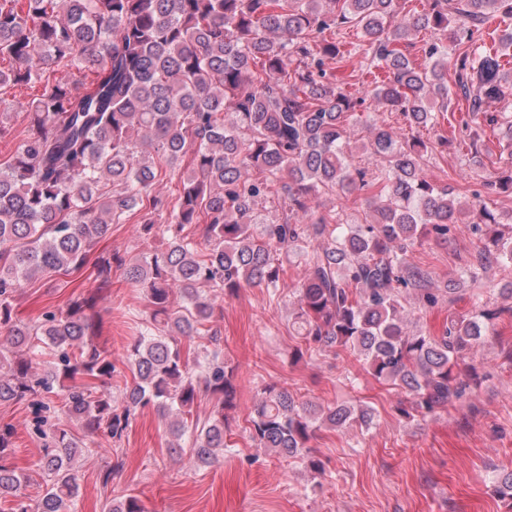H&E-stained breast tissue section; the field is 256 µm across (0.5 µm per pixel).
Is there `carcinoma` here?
I'll return each instance as SVG.
<instances>
[{
    "instance_id": "1",
    "label": "carcinoma",
    "mask_w": 512,
    "mask_h": 512,
    "mask_svg": "<svg viewBox=\"0 0 512 512\" xmlns=\"http://www.w3.org/2000/svg\"><path fill=\"white\" fill-rule=\"evenodd\" d=\"M399 0H0V88L41 85L26 105V133L0 160V403L31 400L33 428L43 440L45 483L39 512H73L79 497L73 461L85 449L65 428L122 439L145 407L160 413L178 441L191 440L199 466L224 455L225 421L236 407V368L220 355L221 332L209 326L218 300L245 288L277 291L284 257L305 266L288 330L291 358L343 347L379 381L411 396L405 417H426L460 398L477 373L459 363L512 309L476 307L452 319L441 336L408 327L406 295L420 311L453 302L457 288L432 285L430 272L403 262L429 234L446 239L462 223L453 189L427 179L423 157L435 145L414 130L448 111L451 88L469 97L477 83L487 99L512 93L503 74L512 62L496 49L478 52L474 34L512 17V0H426L399 17ZM361 30L369 88L351 92L328 72L344 58L339 35ZM411 29L437 39L421 61L408 57ZM296 66H291L292 61ZM91 75L50 81L51 65ZM371 101L403 117L406 132L374 124L370 153L380 167L352 163L347 125ZM157 157H151V154ZM191 154L192 174L169 211L153 195L161 176L176 175ZM160 163H155V160ZM338 199L385 194L368 224L309 205L310 194ZM278 194L288 209L257 224L259 201ZM141 213L147 234L164 219L167 249L127 263L112 262L139 288L148 315L128 349L133 382L122 396L109 381L121 375L111 353L93 340L89 300L37 325L13 316V298L36 277L84 263L113 224ZM203 225L204 247L186 230ZM468 229L477 236L465 275L476 281L490 266L512 276V227L474 195ZM52 370L36 373L45 350ZM98 380L91 386L85 380ZM64 391L59 409L41 394ZM209 414L193 416L198 399ZM371 408L298 401L286 388L257 392L249 439L283 458L299 459L315 476L324 461L310 441L322 427L370 428ZM13 427L0 426V500L29 512L28 477L7 463ZM495 495L512 504V471L498 476ZM109 512H143L137 497L112 501Z\"/></svg>"
}]
</instances>
